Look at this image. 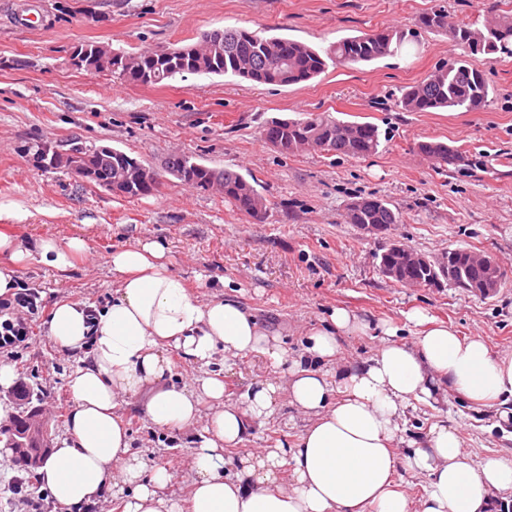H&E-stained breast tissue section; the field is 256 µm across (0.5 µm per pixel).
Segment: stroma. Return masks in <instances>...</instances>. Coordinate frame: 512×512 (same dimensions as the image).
Listing matches in <instances>:
<instances>
[{
  "label": "stroma",
  "mask_w": 512,
  "mask_h": 512,
  "mask_svg": "<svg viewBox=\"0 0 512 512\" xmlns=\"http://www.w3.org/2000/svg\"><path fill=\"white\" fill-rule=\"evenodd\" d=\"M440 7L452 21L477 27L492 13L512 14L506 0L493 10L487 0H0V230L29 243L79 235L89 245L63 272L35 257L20 266L18 282L38 291V310L26 317L23 342L0 347V363L9 364L14 378L42 388L52 437L66 430L65 412L73 407L67 379L76 363L52 345L49 310L59 301L104 306L115 289L112 251L139 241L162 245L199 301L237 298L279 333L289 362L307 360L309 330L336 307L372 325L367 335L342 337L339 365L374 355L386 325L397 328L399 340L412 341L406 316L415 309L460 335L483 337L493 352L512 353V282L487 299L458 288L402 287L379 272L383 240L345 219L348 202L375 196L399 212L395 233L411 248L430 256L482 251L512 270V56L471 57L495 87L478 111L406 112L398 105L405 86L466 55L446 37L417 28L420 15ZM224 27H274L320 49L385 27L408 38L395 55L331 66L289 86L191 75L147 88L69 64L84 41L129 51L175 48ZM305 113L376 124L378 152L359 159L320 151L286 157L264 142L267 120ZM422 141L458 149L465 165L436 172L416 149ZM40 145L61 153L75 145L109 146L158 170L174 154L235 170L256 179L268 218L253 221L222 191L198 192L170 175L153 195H117L68 170L40 168L33 154ZM166 354L172 382L188 385L210 373L231 402L256 381L280 376L255 354L230 363L219 357L205 368L176 349ZM145 401L131 396L119 407L131 447L147 465L169 466L165 496L187 501L198 430L154 427ZM443 420L473 461L512 457V398L480 407L450 389L409 410L398 452ZM306 424L278 393L273 414L224 456L235 462L262 448L293 447Z\"/></svg>",
  "instance_id": "1"
}]
</instances>
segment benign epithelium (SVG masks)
<instances>
[{"label":"benign epithelium","instance_id":"1","mask_svg":"<svg viewBox=\"0 0 512 512\" xmlns=\"http://www.w3.org/2000/svg\"><path fill=\"white\" fill-rule=\"evenodd\" d=\"M70 172L85 182H98L101 188L116 194L124 193L125 185L131 181L153 185L161 181V175L156 169L136 165L127 170L125 175L120 178L112 179L109 177L102 180L98 177L97 172L78 154L71 159ZM360 230L365 234L385 240L386 250L400 257L402 264L413 268L422 267L437 270L440 273V276L436 277L439 284L446 281L448 286L453 287L462 281V273L469 274L474 270L478 272V275L471 277L468 282L464 283V286L469 291L488 298L497 293L504 279L503 266L488 253L468 251L463 258L464 266L459 267L449 262L446 254L429 257L410 248L394 235L392 228L389 226L362 224Z\"/></svg>","mask_w":512,"mask_h":512}]
</instances>
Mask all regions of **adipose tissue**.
<instances>
[{"instance_id": "1", "label": "adipose tissue", "mask_w": 512, "mask_h": 512, "mask_svg": "<svg viewBox=\"0 0 512 512\" xmlns=\"http://www.w3.org/2000/svg\"><path fill=\"white\" fill-rule=\"evenodd\" d=\"M87 250L77 235L27 247L0 232V297L14 295L16 270L31 255L64 271ZM109 262L118 287L107 305L92 315L84 305L61 301L47 321L53 345L78 361L67 382L74 401L67 434L39 469L54 512H86L118 477L132 488L125 512H182L163 494L172 471L146 467L118 415L124 397L141 393L148 420L162 430L193 425L203 400L215 405L194 456L191 512H486L495 494L512 493V459L473 464L446 422L434 424L426 442L409 453L395 451L408 409L431 402L441 386L481 405L512 396V354L492 353L483 337L426 326L414 310L408 315L416 328L412 343L398 341L396 329L386 327L370 359L340 367L331 381L297 361L284 366L277 335L239 302L190 295L158 243L119 249ZM368 328L356 313L334 309L326 325L310 331L307 351L313 360L333 361L340 337ZM168 347L203 364L218 354L227 361L261 355L273 367H287L288 379L283 385L257 381L231 403L223 382L205 375L190 386L167 384ZM282 389L309 419L295 446L240 459L234 473H224L225 449L271 416ZM401 471L427 474L419 504L396 490Z\"/></svg>"}]
</instances>
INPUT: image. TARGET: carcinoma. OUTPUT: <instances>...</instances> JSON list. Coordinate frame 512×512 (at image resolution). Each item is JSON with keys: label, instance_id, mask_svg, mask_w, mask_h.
Returning <instances> with one entry per match:
<instances>
[{"label": "carcinoma", "instance_id": "1", "mask_svg": "<svg viewBox=\"0 0 512 512\" xmlns=\"http://www.w3.org/2000/svg\"><path fill=\"white\" fill-rule=\"evenodd\" d=\"M417 26L442 34L454 45L464 47L471 55L512 54V18L495 21L484 29L470 23L451 24L444 9H435L419 16ZM406 39L404 32L389 28L342 38L319 52L310 45L277 35L261 36L255 31L226 27L209 31L194 44L178 48L125 51L109 49V75L138 85L157 86L180 76L218 75L244 78L268 85L305 83L325 72L329 65L349 67L367 63L398 51ZM102 52V44L87 42L73 50L70 65L76 70L93 72ZM493 88L484 71L465 58H450L435 68L422 81L404 87L399 106L406 112L463 110L474 112L483 108ZM263 134L277 141L276 151L294 155L298 143H315L322 150L350 158L368 157L380 146L379 127L371 122L343 121L314 113L301 118H276L265 123ZM421 154L429 157L435 168L448 170L464 161L457 149L439 141H422ZM72 151L87 155L103 175L131 167L138 160L122 151L101 158L95 150L74 147ZM180 181L190 188L205 191L213 181L224 183V198L243 215L252 219L267 214L265 199L243 174L231 169H216L184 158ZM351 224H398L399 213L378 197H362L346 205ZM43 399L41 390L21 394L13 401L15 411L0 423V438H16L21 446L14 458L27 472V485L37 484L36 467L25 462L33 448L47 447L40 433L27 428V411L31 404Z\"/></svg>", "mask_w": 512, "mask_h": 512}]
</instances>
